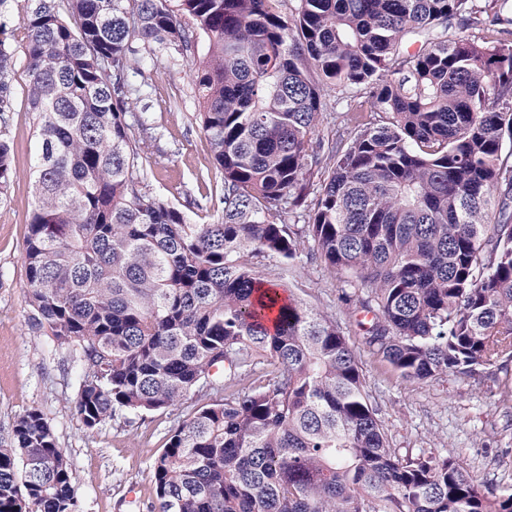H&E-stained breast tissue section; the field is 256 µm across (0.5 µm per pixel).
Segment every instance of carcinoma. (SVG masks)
Here are the masks:
<instances>
[{"label":"carcinoma","mask_w":512,"mask_h":512,"mask_svg":"<svg viewBox=\"0 0 512 512\" xmlns=\"http://www.w3.org/2000/svg\"><path fill=\"white\" fill-rule=\"evenodd\" d=\"M188 16L193 27L182 25ZM465 35H460V32ZM40 151L26 238L32 325L73 360L88 429L201 405L152 463L156 512H512L430 452L400 458L334 320L285 296L308 250L370 295L364 344L405 378L512 360V14L502 0H27L0 26V199L13 43ZM190 61L223 175L209 221L141 186L135 55ZM336 94L335 138L317 131ZM330 161L314 182L315 169ZM315 192L308 224L291 223ZM77 512L43 414L0 442V512Z\"/></svg>","instance_id":"cac0c4a2"}]
</instances>
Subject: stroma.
<instances>
[{"instance_id": "35a3bbf8", "label": "stroma", "mask_w": 512, "mask_h": 512, "mask_svg": "<svg viewBox=\"0 0 512 512\" xmlns=\"http://www.w3.org/2000/svg\"><path fill=\"white\" fill-rule=\"evenodd\" d=\"M133 84L143 87L128 122L145 118L153 139L143 170L147 191L182 209L194 221L208 218L207 195L220 191L210 144L197 119L188 62L164 55L145 58ZM14 112L7 129L17 178L0 201V439L28 411L53 427L74 474L80 512H151L152 463L188 410L212 402L190 393L182 405L150 414L128 413L86 429L73 409L76 380L68 362L51 353L29 320L24 267L25 237L35 195L29 179L39 151L36 124L26 106V57L16 53ZM289 293L337 320L349 343L361 348L363 332L343 299L339 275L321 261L300 256ZM365 386L398 455L435 452L498 491H512V405L486 375H447L429 383L403 379L381 358L363 353Z\"/></svg>"}]
</instances>
